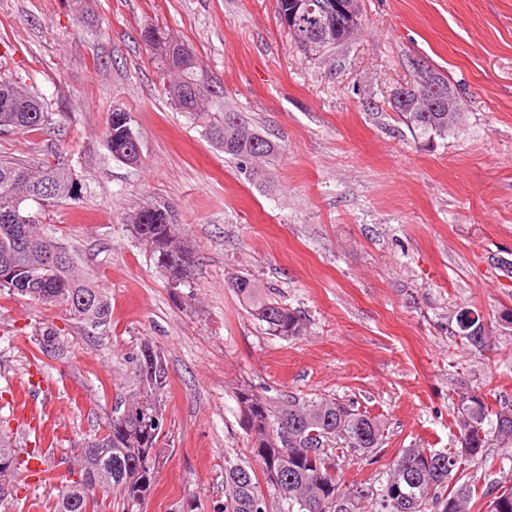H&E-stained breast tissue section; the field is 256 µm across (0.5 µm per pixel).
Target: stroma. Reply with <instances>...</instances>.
Instances as JSON below:
<instances>
[{
	"mask_svg": "<svg viewBox=\"0 0 512 512\" xmlns=\"http://www.w3.org/2000/svg\"><path fill=\"white\" fill-rule=\"evenodd\" d=\"M167 30L220 81L213 111L240 113L277 147L240 169L164 94L142 41ZM444 76L461 119L413 136L389 106L420 68ZM0 76L45 98L50 132L2 131L0 155L32 164L70 153L83 190L44 230L108 298L92 328L62 305L0 294V434L50 462L137 391L132 353L150 341L168 370L161 454L132 512H221L225 458L249 459L235 398L329 396L384 426L376 463L337 453L343 484L379 488L406 448L458 447L467 390L512 402V0H362L358 34L312 56L291 43L276 0H0ZM130 113L139 165L104 146L113 107ZM172 203L196 255L169 288L133 237L142 199ZM251 275L297 312L301 336L269 335L231 287ZM480 314L492 342L456 334ZM50 324L64 352L40 356ZM33 403L42 435L15 411ZM470 464L479 487L512 485V449ZM56 484L16 482L0 512H53Z\"/></svg>",
	"mask_w": 512,
	"mask_h": 512,
	"instance_id": "35a3bbf8",
	"label": "stroma"
}]
</instances>
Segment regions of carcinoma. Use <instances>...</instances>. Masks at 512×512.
<instances>
[{"instance_id":"carcinoma-1","label":"carcinoma","mask_w":512,"mask_h":512,"mask_svg":"<svg viewBox=\"0 0 512 512\" xmlns=\"http://www.w3.org/2000/svg\"><path fill=\"white\" fill-rule=\"evenodd\" d=\"M319 11L307 12L288 31L290 41L301 51L314 55L349 40L360 24L342 19L336 32L318 31L309 19ZM142 40L163 63L160 77L168 80L165 91L175 107L202 121L205 134L224 154L248 166L275 155L276 145L252 130L237 112H210L206 100L224 91L209 89L208 72L194 54L182 58L185 46L165 31L148 26ZM390 105L400 122L419 137L445 139L454 131L448 112H408L394 96ZM131 115L112 108L104 145L112 157L123 163L138 164L140 159L126 153L129 140L125 120ZM53 113L44 99L27 87L0 77V131L46 130ZM55 162L40 167L15 157L0 156V214L25 200V219L14 224L0 221V292L21 295L43 303H62L74 318L90 326L104 323L110 305L101 291L88 282L74 258L53 263L50 256L56 240L42 226L48 207L61 201L80 199L82 186L68 169V163L55 153ZM135 237L172 288L190 285L195 259L183 241L175 207L150 198L130 215ZM248 312L266 325L273 336L292 337L302 333L300 316L283 304L264 296L249 275L231 281ZM39 349L52 345L63 350L57 330L42 326L35 331ZM140 390L124 404V410L107 418L104 425L76 445L78 467L75 475L64 477L58 488L55 512H95L97 492L90 484L102 482L108 489L103 497L118 494L129 502L144 499L158 473L161 426L148 420L162 409L167 376L163 357L148 342L132 357ZM241 420L250 440L251 454L258 463L241 459L224 460V510L222 512H272L270 499L278 502L279 512H360L370 497L366 485L343 486L336 459L325 451L330 443L369 455L382 444L383 425L376 418L334 399L288 397L273 402L248 388L236 393ZM454 425L465 435L466 451H432L406 448L388 466L386 482L379 493L377 512H512V486L504 490H481L473 480L458 476L462 464L485 462L491 441L512 447V402L492 406L488 395L477 390L459 394ZM39 453L34 448L21 459L9 439L0 436V463L15 461V474L28 472V458Z\"/></svg>"}]
</instances>
